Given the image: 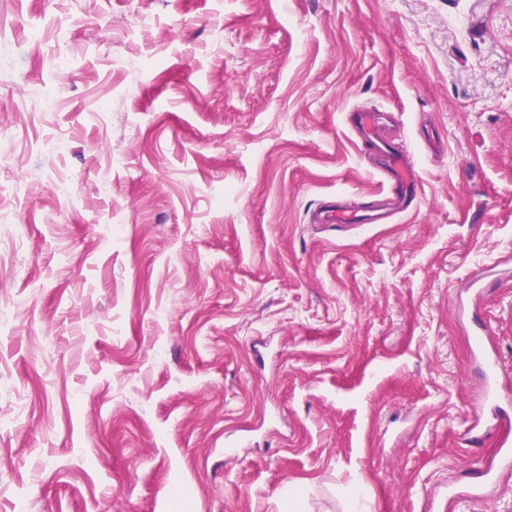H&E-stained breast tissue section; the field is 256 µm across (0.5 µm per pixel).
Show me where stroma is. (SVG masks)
<instances>
[{
    "label": "stroma",
    "instance_id": "1",
    "mask_svg": "<svg viewBox=\"0 0 512 512\" xmlns=\"http://www.w3.org/2000/svg\"><path fill=\"white\" fill-rule=\"evenodd\" d=\"M0 213V512H512V0H0ZM348 119L363 145L373 146L381 139V115L377 112H349ZM378 172L388 192L387 212L361 214L356 208H348L329 202L317 212L321 224H374L389 214H406L416 209L422 193L417 169L410 164L404 153L396 147L378 154ZM489 332L485 326L480 327V334L474 340V348L477 356L480 359V364L484 374V384L482 391L483 406L480 410L476 411V422L468 430L470 442H478L484 434L481 428L480 420L487 409L494 410V420L502 422L503 420H510V405L511 395H502L499 387V357L497 352L492 348L490 339L488 338ZM507 408H506V407ZM512 441L508 438L499 440V455L495 468L483 467L478 485L497 483L503 476L512 472Z\"/></svg>",
    "mask_w": 512,
    "mask_h": 512
}]
</instances>
